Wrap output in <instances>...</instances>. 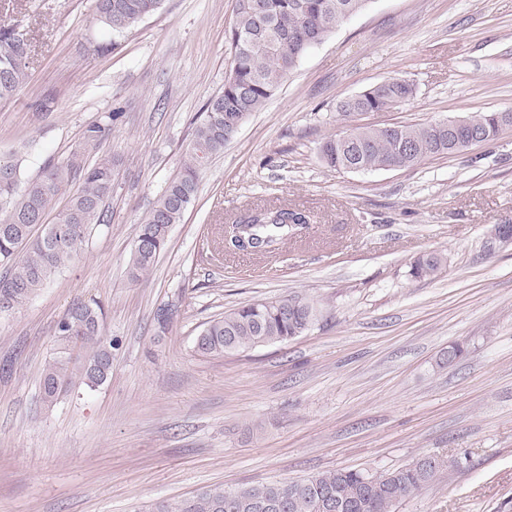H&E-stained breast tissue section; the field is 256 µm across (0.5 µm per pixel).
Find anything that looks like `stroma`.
<instances>
[{
  "mask_svg": "<svg viewBox=\"0 0 512 512\" xmlns=\"http://www.w3.org/2000/svg\"><path fill=\"white\" fill-rule=\"evenodd\" d=\"M234 3L163 0L115 35L94 0H0V23L31 43L26 84L0 101V157L19 160L25 181L78 148L116 161L107 224L0 317V512H149L214 485L378 472L425 454L460 465L393 512H512V240H491L512 224V128L411 168L337 172L318 154L350 126L337 103L392 77L415 96L366 122L512 112V0H369L210 160L166 249L131 279L136 228L224 87ZM112 111L100 145L84 148V128ZM273 204L309 212L302 238L274 258L212 259L217 225ZM428 253L442 269L412 278ZM293 295L321 311L304 335L195 353L206 322ZM79 300L104 309L112 374L48 407L41 372Z\"/></svg>",
  "mask_w": 512,
  "mask_h": 512,
  "instance_id": "1",
  "label": "stroma"
}]
</instances>
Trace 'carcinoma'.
<instances>
[{
	"mask_svg": "<svg viewBox=\"0 0 512 512\" xmlns=\"http://www.w3.org/2000/svg\"><path fill=\"white\" fill-rule=\"evenodd\" d=\"M368 0H235L234 19L227 33L229 70L224 91L203 107L204 117L192 134L189 161L137 226L130 276L148 272L167 245L169 229L179 224L197 193L199 173L206 162L223 152L237 133L230 120L245 122L264 109L288 75L312 46L324 41ZM161 0H95L98 20L112 33L122 34L155 13ZM16 31L0 27V100L14 96L26 83L23 54L14 50ZM414 83L390 78L356 95V102L340 101L345 118L363 112H387L409 101ZM501 113L480 112L470 125L448 128L434 121L424 124L393 123L359 128L353 139L331 135L319 146L324 164L336 171L360 166L367 171L388 167L410 168L424 159L461 152L475 135L489 142L500 131ZM106 127L95 121L84 131V146H94ZM0 314L27 303L48 281L75 260L82 246L106 223L103 204L112 196L114 162L106 156L87 163L79 149L60 164L46 167L35 179L20 180V164L0 158ZM83 185L72 194V181ZM68 195L67 204L51 224L44 221L55 201ZM309 224L308 215L296 208L257 207L241 214L235 223L212 240L214 253L273 254ZM441 259L433 254L418 258L410 275H435ZM101 308L77 302L56 325L60 350L45 364L41 379L42 402L53 405L72 383V344L89 347L79 367L81 382L93 389L112 373V339L102 336ZM319 310L299 296L257 300L207 323L196 337L194 350L201 356H222L275 342H285L307 332L318 320ZM458 465L454 458L421 457L385 472L335 469L298 481L259 483L237 489L243 501L229 500L221 486L207 488L174 503L160 501L151 512H267L266 503L285 499L284 512H325L319 503L328 494L339 498L337 512H390L394 502L433 483Z\"/></svg>",
	"mask_w": 512,
	"mask_h": 512,
	"instance_id": "obj_1",
	"label": "carcinoma"
}]
</instances>
